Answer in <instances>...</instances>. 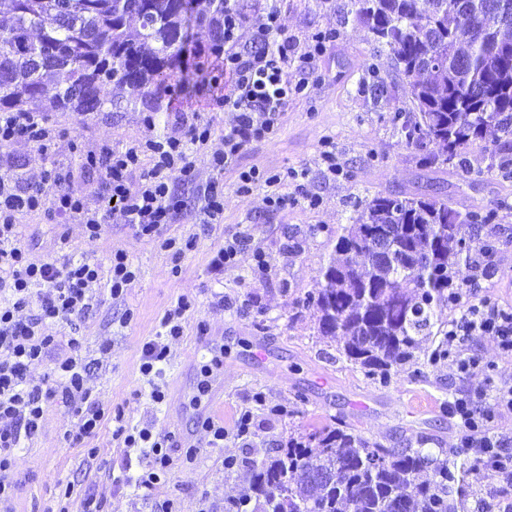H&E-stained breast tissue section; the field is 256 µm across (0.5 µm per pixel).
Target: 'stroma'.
<instances>
[{
    "label": "stroma",
    "mask_w": 512,
    "mask_h": 512,
    "mask_svg": "<svg viewBox=\"0 0 512 512\" xmlns=\"http://www.w3.org/2000/svg\"><path fill=\"white\" fill-rule=\"evenodd\" d=\"M240 2L248 18L277 6L285 36L302 41L319 32L335 34L305 91L282 112L273 139L249 143L232 166L217 173L211 167L212 151L220 147L224 129L233 120L224 109L221 83H204L189 93L173 83L156 100L108 85L101 92L102 111L88 116L49 113L57 134L53 157L19 140L0 146V165L34 182L52 163L64 164L72 173L74 192L94 203L101 191L100 176L82 166L83 154L171 134L182 112L188 121L211 126L209 147L191 151L199 180L178 183L183 208L161 226L158 237L138 236L116 218L94 243L85 239L80 225L63 224L44 212L23 214L19 222L34 261L54 259L56 239L65 232L99 264H107L110 251L121 249L136 269L124 298L100 293L76 325L101 401L122 408L132 425L148 422L156 431L169 433L176 444L174 460L182 462L184 445L198 440V417L188 400L210 358L199 348L203 338L224 347V367L207 398L213 420L231 433L240 411L252 410L253 435L245 442L230 437L220 448L199 446L188 471H175L169 481L146 491L129 483L124 449L113 440L110 428H102L93 440L95 458H88L84 449L64 447L62 435L74 419L63 404H54L46 409L38 434L19 453L21 485L10 512H45L59 480L74 483L76 494L91 490L104 496L112 512H158L169 500L176 512H200L203 504L220 505L236 496L252 467L274 454L289 435L326 424L354 427L389 448H456L462 430L451 415V402L485 387L490 379L499 386L512 385V359L504 357L489 336L473 337L468 346L492 366L489 377L480 372L457 374L444 359L430 362L432 351L443 342L439 336L424 345L415 362L386 381L365 375L349 362L325 359L316 313L305 298L333 255L337 232L350 223L355 198L430 193L461 211L497 209L503 243L491 257L497 274L485 282L484 293L507 306L512 305V179L476 181L462 172L419 166L418 150L405 145L391 121L396 110L412 111L410 88L366 31L346 20L350 0ZM377 75L387 85L379 99L370 92ZM149 112L154 115L150 128L143 122ZM327 147L336 154L339 174L329 173L322 160ZM252 167L288 171L292 177L240 193L238 174ZM209 181L224 195V216L217 224L208 223L201 211L199 186ZM271 196L281 197V205L270 206ZM170 236L195 237L196 246L180 261H172L160 246L161 239ZM235 236L245 241L235 265L221 274L213 272L214 253ZM258 253L267 260L260 273L253 270ZM181 297L194 301L195 307L158 378L167 390V400L159 406L151 401L139 371L141 346L159 332L163 315ZM128 310L134 313L129 322L123 319ZM104 338L112 344L106 358L98 351ZM256 342L267 348L260 366L251 359ZM228 453L241 458L239 468L225 470Z\"/></svg>",
    "instance_id": "1"
}]
</instances>
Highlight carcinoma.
Wrapping results in <instances>:
<instances>
[{
    "mask_svg": "<svg viewBox=\"0 0 512 512\" xmlns=\"http://www.w3.org/2000/svg\"><path fill=\"white\" fill-rule=\"evenodd\" d=\"M0 0V111L98 112L99 87L141 95L167 87L186 24L182 0ZM201 31L224 42V0H191ZM512 0H351L350 13L410 86L412 115L392 122L420 166L471 172L467 148L497 135L478 179L512 178V26L499 14ZM137 19L132 29L128 20ZM441 62L423 79V60ZM497 212H461L423 194H379L356 208L336 240L337 257L308 294L328 354L369 376L399 370L420 344L443 333L433 303L454 292L456 269L494 274ZM485 231L478 248L474 233ZM385 239L387 253L369 244ZM481 462L456 448H387L351 427L288 439L242 495L254 512H465L464 475Z\"/></svg>",
    "mask_w": 512,
    "mask_h": 512,
    "instance_id": "cac0c4a2",
    "label": "carcinoma"
}]
</instances>
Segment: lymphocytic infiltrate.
<instances>
[{"mask_svg": "<svg viewBox=\"0 0 512 512\" xmlns=\"http://www.w3.org/2000/svg\"><path fill=\"white\" fill-rule=\"evenodd\" d=\"M245 28L256 45L247 55L239 49V32ZM332 38V33L325 32L300 43L283 35L277 8L249 19L230 0L225 4L224 48L218 57L224 68V107L234 118L221 147L212 153L214 170L231 164L246 144L274 137L289 99L303 88L302 83L289 82V70L312 74ZM211 136L207 124L195 122L167 137L149 138L121 150L106 147L88 156V165L97 169L102 183L101 200L94 206L71 191L65 167L53 166L48 187L23 181L7 170L0 172V506L14 495L18 450L37 433L45 408L59 400L74 415L71 429L64 434L66 447H86L108 425L114 438L145 461L135 479L137 486L150 489L172 477L170 436L131 425L123 410L111 409L98 399L81 355L82 337L46 332L51 324L74 326L92 308L99 288H106L111 298L123 297L136 277L127 254L112 251L104 268L89 256H76L63 234L57 258L33 261L18 217L45 211L82 225L91 241L99 240L104 224L117 217L137 235L155 237L171 212L183 207L175 182L194 171L190 146L208 145ZM19 138L48 152L52 131L45 113L1 112L0 144ZM146 156L150 167L142 169L138 183H131V171L141 168ZM452 305L458 314L449 321L444 340L457 373L482 370L480 358L463 352L464 344L476 336L493 337L500 350L512 356L511 306L487 296L466 301L459 295ZM192 307L188 299H178L160 322L163 336L141 347L140 373L150 384L154 403L166 397L156 378L171 358L168 340L182 336L185 315ZM40 366L44 374L34 377ZM506 412H512L511 386L496 388L489 405L478 408L470 398L460 397L452 406L463 429L462 447L486 470L502 475L512 474V437L491 430L490 422L494 414Z\"/></svg>", "mask_w": 512, "mask_h": 512, "instance_id": "obj_1", "label": "lymphocytic infiltrate"}]
</instances>
